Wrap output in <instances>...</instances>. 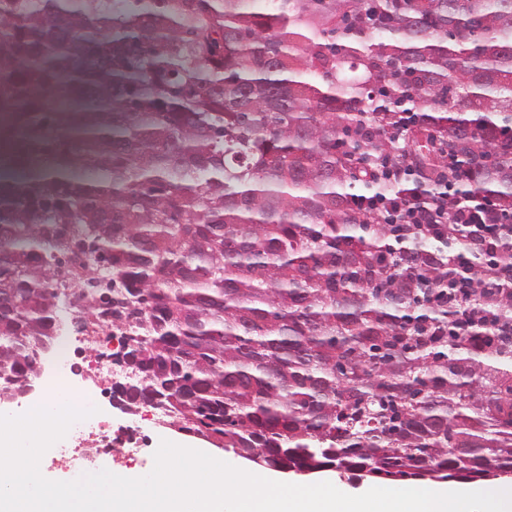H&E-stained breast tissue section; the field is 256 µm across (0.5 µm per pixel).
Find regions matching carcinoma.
I'll list each match as a JSON object with an SVG mask.
<instances>
[{"instance_id":"obj_1","label":"carcinoma","mask_w":512,"mask_h":512,"mask_svg":"<svg viewBox=\"0 0 512 512\" xmlns=\"http://www.w3.org/2000/svg\"><path fill=\"white\" fill-rule=\"evenodd\" d=\"M512 216V0H0V393L47 283L128 333V406L295 473L512 474V283L421 302L430 249L352 205L397 107Z\"/></svg>"}]
</instances>
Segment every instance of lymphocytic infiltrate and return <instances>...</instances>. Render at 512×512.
<instances>
[{
  "instance_id": "obj_1",
  "label": "lymphocytic infiltrate",
  "mask_w": 512,
  "mask_h": 512,
  "mask_svg": "<svg viewBox=\"0 0 512 512\" xmlns=\"http://www.w3.org/2000/svg\"><path fill=\"white\" fill-rule=\"evenodd\" d=\"M380 180L383 190L355 196L357 210L387 225L393 236H413L421 243L442 247L453 239L462 246L446 259L448 282L431 297L437 308H460L477 268L512 279V258L503 253L505 244L512 243V221L494 216L484 198L464 191L462 179L441 177L428 194L410 197L398 187L418 182L419 173L412 165L387 164Z\"/></svg>"
}]
</instances>
